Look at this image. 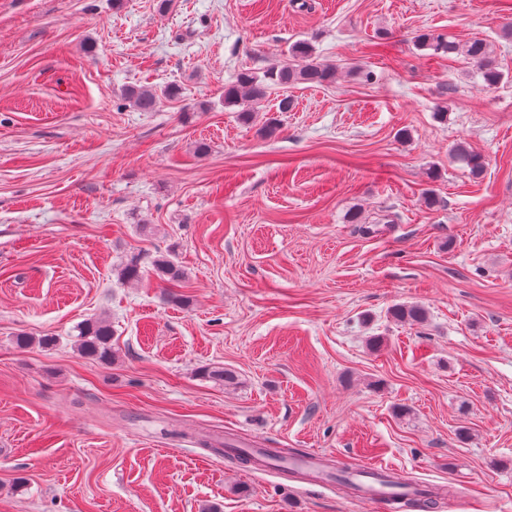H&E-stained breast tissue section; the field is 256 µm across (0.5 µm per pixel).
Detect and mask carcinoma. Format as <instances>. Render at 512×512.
I'll use <instances>...</instances> for the list:
<instances>
[{
  "label": "carcinoma",
  "mask_w": 512,
  "mask_h": 512,
  "mask_svg": "<svg viewBox=\"0 0 512 512\" xmlns=\"http://www.w3.org/2000/svg\"><path fill=\"white\" fill-rule=\"evenodd\" d=\"M417 41L421 48L432 51L434 56L462 54L477 67L478 75L488 88L496 86L504 78L503 72L497 66L491 45L481 38L460 45L449 40L444 34L428 31L420 34ZM288 57L289 62L286 64L270 63L260 72H240L235 84L224 90V107L236 109L239 119L247 122L253 113L264 106L274 89L286 93L288 87L297 84L315 87L327 86L336 81V67L321 60L309 41L294 42L288 50ZM178 94L179 90L175 86H169L161 91L152 87H138L128 90L126 98L137 110L154 112L160 107L162 100L173 99ZM453 158L475 175L483 170L482 157L462 144L455 148ZM154 268L160 278L170 283L171 287L177 288L183 283L182 271L168 256L159 255L154 260ZM390 315L395 321L408 325H418L426 320V311L419 305H395L391 308ZM78 346L88 356L103 362L111 360V324L104 320L86 324L79 336ZM234 458L243 465L254 464L259 460L275 466L284 460L283 455L277 452L266 451L257 459L242 449L237 450Z\"/></svg>",
  "instance_id": "cac0c4a2"
}]
</instances>
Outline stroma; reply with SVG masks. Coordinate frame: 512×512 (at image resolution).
I'll return each instance as SVG.
<instances>
[{
  "label": "stroma",
  "mask_w": 512,
  "mask_h": 512,
  "mask_svg": "<svg viewBox=\"0 0 512 512\" xmlns=\"http://www.w3.org/2000/svg\"><path fill=\"white\" fill-rule=\"evenodd\" d=\"M429 30L486 39L503 80L418 49ZM300 39L335 83L242 122L225 87ZM169 85L154 112L124 98ZM406 303L423 324L391 318ZM98 319L107 363L78 348ZM230 439L388 464L447 488L437 512H512L506 0H0V512H378L241 466ZM154 268L161 279L170 283L171 288L182 287L184 275L167 255H159L154 260Z\"/></svg>",
  "instance_id": "stroma-1"
}]
</instances>
